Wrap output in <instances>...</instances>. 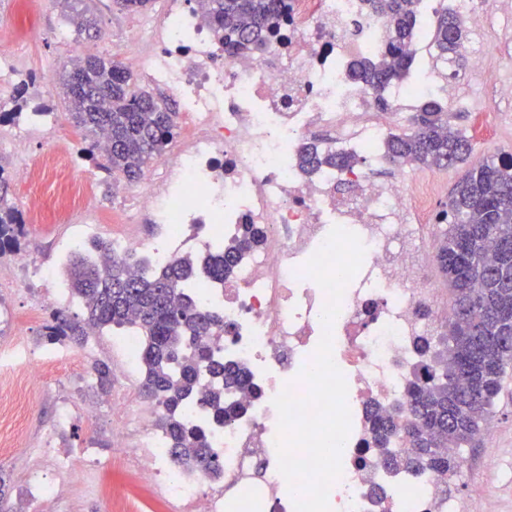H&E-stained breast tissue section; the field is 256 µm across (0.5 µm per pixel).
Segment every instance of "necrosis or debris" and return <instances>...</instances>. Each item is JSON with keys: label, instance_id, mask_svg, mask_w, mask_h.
Masks as SVG:
<instances>
[{"label": "necrosis or debris", "instance_id": "1", "mask_svg": "<svg viewBox=\"0 0 512 512\" xmlns=\"http://www.w3.org/2000/svg\"><path fill=\"white\" fill-rule=\"evenodd\" d=\"M286 43L259 53L228 54L208 17L193 0H164L163 17L149 37L127 45L121 65L139 82L182 104L184 132L171 149L126 186L119 206L105 213L87 183L68 172L70 146L54 145L44 165L57 181L55 213H80L57 244L60 256L90 243L113 224L112 256L133 255L147 270L235 244L253 225L261 236L224 281H211L198 305L224 319L219 336L225 360L251 374L252 386L227 392L242 403L235 421L208 424L211 448L223 462L212 477L175 465L155 427L156 403L132 394L141 377V338L126 329L111 337L120 387L112 398V434L123 468L170 504L173 512H295L294 495L278 470V414L272 404L285 385L308 393L297 376L309 366L321 338L324 290L304 270L332 227L356 233L363 264L347 285L333 328V359L347 385L351 431L341 453L342 475L332 485L333 512H462L448 494L447 476L394 473L366 449L369 411L405 400L418 355L415 342L447 311L429 274L430 253L421 217L422 182L401 174L380 179L388 164L385 140L403 118L406 101L438 95L454 107L479 108L481 77L489 65L486 30L504 13L501 0H424L415 31L417 56L434 45L428 22L448 7L468 30L464 51L472 62L465 80L435 70L389 91L378 109L374 92L348 79V64L383 51L388 22L368 0H287ZM24 126L0 128V147L18 155L14 176L36 175L23 160L31 134L53 135L46 107L30 105ZM323 135L327 147L360 156L346 170L307 175L297 165L302 146ZM148 215L158 232L133 228ZM0 364V421L30 403L31 347L18 338Z\"/></svg>", "mask_w": 512, "mask_h": 512}]
</instances>
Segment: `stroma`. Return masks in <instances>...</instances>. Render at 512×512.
<instances>
[{
	"label": "stroma",
	"instance_id": "1",
	"mask_svg": "<svg viewBox=\"0 0 512 512\" xmlns=\"http://www.w3.org/2000/svg\"><path fill=\"white\" fill-rule=\"evenodd\" d=\"M11 2L0 0V44L7 43L13 34H22V41L14 46L15 54L30 74L40 77L43 97L55 104L54 122L63 140L74 149L70 157L72 175L92 182L97 205L111 209L120 195L113 191L112 180L104 171L80 159L78 151L84 141L68 120L61 81L66 65L87 51L100 48L105 57L113 59L126 45L141 40L142 34L130 27L128 13L119 10L113 0H29V14L25 17L13 10ZM75 10L95 16L99 38H60V31L69 26L68 15ZM457 125L466 131L473 145L466 163L448 170H417L424 180V207L430 214L440 210L468 167L505 152L512 153V126L507 124L497 104L490 102L477 111L463 113ZM64 230L53 212H45L42 222L26 225L21 248L33 264H54L58 255L53 243ZM40 294V286L27 280L0 290V342L20 336L32 347H40L42 329L49 318L48 312L32 310ZM97 361L111 363V345H104L95 357L75 348L71 358L47 373L37 374L33 404L16 423L22 442L0 460V472L9 479L13 497H20L31 470L37 466L33 448L43 443L62 451L92 447L100 457L114 456L112 408L92 381L91 367ZM66 400L97 405L98 413L90 419L78 418L68 426H58L57 408ZM452 493L464 499L468 512H486L491 502L497 512H512V373L506 378L489 429L475 447L464 450Z\"/></svg>",
	"mask_w": 512,
	"mask_h": 512
}]
</instances>
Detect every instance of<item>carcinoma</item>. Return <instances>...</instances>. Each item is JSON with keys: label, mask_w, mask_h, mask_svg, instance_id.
Returning <instances> with one entry per match:
<instances>
[{"label": "carcinoma", "mask_w": 512, "mask_h": 512, "mask_svg": "<svg viewBox=\"0 0 512 512\" xmlns=\"http://www.w3.org/2000/svg\"><path fill=\"white\" fill-rule=\"evenodd\" d=\"M195 2L228 53L259 51L270 38L283 36V0ZM370 2L390 19L391 27L382 57L352 64L349 77L369 85L376 105L385 108L384 91L416 67L413 30L421 0ZM70 23L80 34L97 28L87 13L70 17ZM432 27L438 57L446 63L459 60L464 28L457 16L442 8L435 12ZM76 77L84 85L81 90L75 87ZM63 86L69 119L83 138L91 139L81 158L96 161V137L107 134L109 151L97 167L110 177L138 181L177 135L178 113L140 87L116 61L88 54L73 63ZM456 117L438 98L418 101L407 130L385 143L389 163L448 169L465 162L471 147L463 131L453 128ZM298 160L307 173L359 162L355 154L325 149L317 140L301 149ZM440 215L446 228L432 262L448 283L447 330L421 337L417 349L442 366L418 364L405 388L406 405L373 409L368 448L389 469L452 478L460 469L463 449L482 434L512 368V157L486 160L467 170ZM24 235L21 212L10 199L8 175L0 164V257L20 250ZM259 238V231L249 230L223 252L196 263L178 259L150 274L132 256L103 264L89 262L81 251L67 258V288L81 313L53 310L45 326L46 342L83 347L92 328L137 329L142 336L141 389L162 408L157 429L179 466L206 471L212 459L205 431L186 418L192 403L199 402L218 422L232 421L244 407L225 400L224 390L251 385L245 368L224 363L201 341L224 328V319L198 307L185 285L196 265L208 278L224 280ZM203 370L211 387L202 395ZM93 371L97 387L111 389L108 365L97 363ZM395 437L408 441L407 455L390 448Z\"/></svg>", "instance_id": "obj_1"}]
</instances>
